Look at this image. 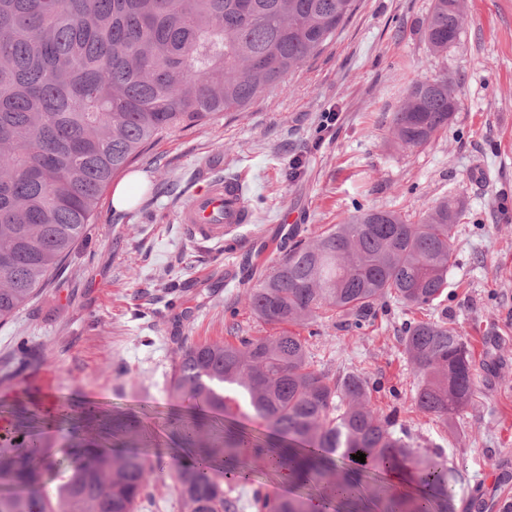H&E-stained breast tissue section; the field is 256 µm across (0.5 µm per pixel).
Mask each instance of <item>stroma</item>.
Instances as JSON below:
<instances>
[{"instance_id": "35a3bbf8", "label": "stroma", "mask_w": 512, "mask_h": 512, "mask_svg": "<svg viewBox=\"0 0 512 512\" xmlns=\"http://www.w3.org/2000/svg\"><path fill=\"white\" fill-rule=\"evenodd\" d=\"M432 0H362L318 57L246 110L160 136L134 165L145 181L118 212L104 192L94 224L62 269L0 324V415L37 417V397L95 398L108 414L142 421L159 475L174 468L185 414L167 394L180 347L270 336L246 294L296 240H311L360 208L408 220L443 197L462 200L455 263L433 308L392 298L357 328L322 315L311 324V365L379 382L371 405L395 414L394 435L445 460L458 476L455 512H493L512 497V0H466L458 43L430 52ZM456 78L464 107L429 144L390 135L405 88ZM336 121L325 125L326 113ZM241 180L252 221L223 245L185 239L177 214L209 178ZM422 318L466 336L472 400L449 421L415 405L418 375L400 338Z\"/></svg>"}]
</instances>
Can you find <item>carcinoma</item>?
Segmentation results:
<instances>
[{
    "label": "carcinoma",
    "mask_w": 512,
    "mask_h": 512,
    "mask_svg": "<svg viewBox=\"0 0 512 512\" xmlns=\"http://www.w3.org/2000/svg\"><path fill=\"white\" fill-rule=\"evenodd\" d=\"M361 0H0V322L62 268L94 223L112 179L164 133L240 112L302 63L324 52ZM464 0H433L425 38L435 54L459 40ZM461 108L452 79L413 82L392 118V135L419 148ZM465 206L443 199L414 224L393 210L360 209L310 241L299 240L257 287L256 319L305 325L320 312L365 316L390 296L424 308L448 287L452 239ZM420 376L415 402L448 421L473 396L468 341L444 323L413 320L401 338ZM242 389L251 417L281 444L242 430L198 444L204 464L169 475L179 512H236L230 478L208 466L236 462L242 449L301 481L323 479L352 455L366 473L399 460L426 489V503L399 500L387 512H453L455 472L390 431L370 407L371 380L311 369L307 338L275 336L193 343L181 349L168 395L198 419L227 421L240 410L226 387ZM135 417L112 421V451L70 455L71 475L52 493L38 433L18 429L0 450V512H138L153 467L140 450ZM258 512H307L297 495L253 492Z\"/></svg>",
    "instance_id": "obj_1"
}]
</instances>
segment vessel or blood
Segmentation results:
<instances>
[{
  "mask_svg": "<svg viewBox=\"0 0 512 512\" xmlns=\"http://www.w3.org/2000/svg\"><path fill=\"white\" fill-rule=\"evenodd\" d=\"M250 221L242 183L230 178L211 180L178 212L185 237L196 244H223L226 236L236 234Z\"/></svg>",
  "mask_w": 512,
  "mask_h": 512,
  "instance_id": "b4317fda",
  "label": "vessel or blood"
}]
</instances>
